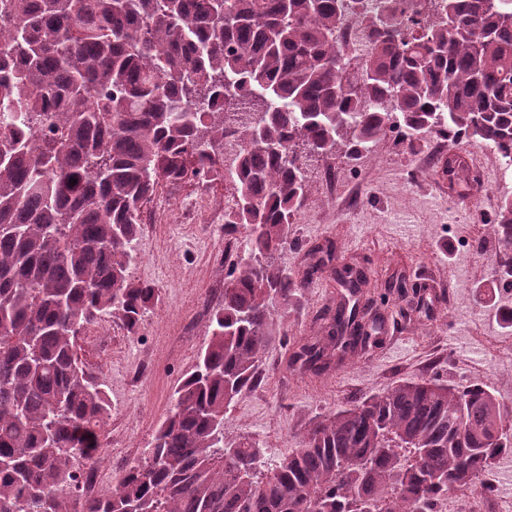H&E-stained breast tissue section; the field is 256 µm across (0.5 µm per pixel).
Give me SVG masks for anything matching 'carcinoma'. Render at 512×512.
I'll list each match as a JSON object with an SVG mask.
<instances>
[{
  "label": "carcinoma",
  "instance_id": "obj_1",
  "mask_svg": "<svg viewBox=\"0 0 512 512\" xmlns=\"http://www.w3.org/2000/svg\"><path fill=\"white\" fill-rule=\"evenodd\" d=\"M365 48L341 37L345 16ZM397 128L492 145L512 165V0H0V512H433L478 485L512 438L487 382H403L323 417L264 474L249 437L224 441L289 305L333 260L312 247L295 279L273 262L314 191L309 162L375 153ZM233 191L249 233L212 309L210 340L150 448L112 491L77 475L110 413L76 336L139 329L159 298L134 282L143 206L161 182ZM512 288V197L485 224ZM288 366L320 376L369 346L402 279L367 298L361 269Z\"/></svg>",
  "mask_w": 512,
  "mask_h": 512
}]
</instances>
